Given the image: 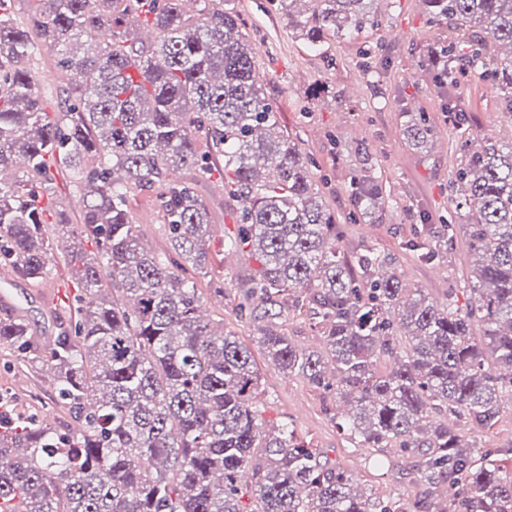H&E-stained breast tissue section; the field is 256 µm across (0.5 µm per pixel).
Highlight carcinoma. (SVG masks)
<instances>
[{"label": "carcinoma", "instance_id": "carcinoma-1", "mask_svg": "<svg viewBox=\"0 0 512 512\" xmlns=\"http://www.w3.org/2000/svg\"><path fill=\"white\" fill-rule=\"evenodd\" d=\"M26 20L0 0V257L39 281L62 259L88 302L74 335L53 342L56 390L73 427L66 434L22 417L3 397L0 512H393L308 447L288 424L268 427L251 350L212 333L196 276L205 269L211 222L195 176L224 168L238 203L231 249L249 248L261 269L251 286L259 344L283 373L336 390L350 406L340 423L369 448L420 458L421 479L454 490L451 504L428 499L417 512H512V472L465 442L442 418L482 428L512 396V143L465 145L456 174V210L470 226L474 303L438 304L410 289L395 260L373 250L356 257L363 288L337 255L336 226L314 173L285 135L256 72L239 15L224 0H39ZM373 0H279L311 47L325 35L351 38L374 22ZM432 20L464 39L434 55L498 86L512 112V0H424ZM149 24L144 44L130 27ZM56 50L65 72L57 116L43 111L26 62L33 38ZM86 38L81 48L80 38ZM137 63L140 76L128 72ZM416 145L433 131L406 126ZM205 137L214 157L198 152ZM103 162L87 167L81 157ZM84 189L74 224L46 213L60 170ZM158 188L170 251L139 245L129 193ZM363 211L381 205L369 174L354 181ZM73 238L58 252L57 239ZM92 239L88 252L76 238ZM307 308L321 350L297 348L278 331L288 306ZM480 321L483 338L472 336ZM0 345L24 363L40 359L24 319L0 316Z\"/></svg>", "mask_w": 512, "mask_h": 512}]
</instances>
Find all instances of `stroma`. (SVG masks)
Masks as SVG:
<instances>
[{"mask_svg": "<svg viewBox=\"0 0 512 512\" xmlns=\"http://www.w3.org/2000/svg\"><path fill=\"white\" fill-rule=\"evenodd\" d=\"M256 54L264 92L277 111L284 132L313 164L316 184L336 224V249L346 263L361 250L390 255L409 288L430 300H454L467 309L475 257L468 247L467 225L453 215L454 178L462 146L512 141V124L500 105V92L488 82L457 76L448 82L431 50L448 35L435 25L424 0H375L376 21L352 38L327 36L319 48L295 37L277 0H233ZM55 53L38 46L30 61L47 111H56L55 91L62 83ZM464 114L456 123L449 106ZM426 120L434 131L426 145L411 142L404 130L407 115ZM369 170L383 198L381 208L363 217L351 196V183ZM219 172L199 177L196 188L212 217L208 262L197 286L210 307L212 323L223 325L252 352L268 394L264 418L291 422L296 435L325 452L355 483L389 502L393 512H411L427 487L420 481L419 458L384 449V466H374V449L349 438L338 424L347 411L335 394L307 381L284 375L258 343L260 325L246 314L245 294L259 260L248 253H229L225 239L234 234L238 204L225 195ZM139 241L156 254L169 249L168 221L153 190H135L128 197ZM453 239H445L446 229ZM428 239L440 253L419 259L410 242ZM48 283L62 287L66 303L46 308L38 285L14 279L13 290L34 338L56 336L59 327L75 322L70 302L80 294L62 264L50 267ZM13 395L16 412L67 432L71 418L55 405L52 372L20 366L13 350L0 347V390ZM468 443L497 453L499 465L512 470V404L502 405L492 429L461 424Z\"/></svg>", "mask_w": 512, "mask_h": 512, "instance_id": "stroma-1", "label": "stroma"}]
</instances>
